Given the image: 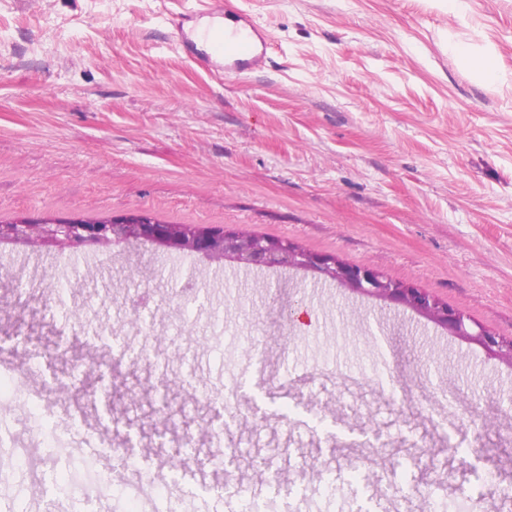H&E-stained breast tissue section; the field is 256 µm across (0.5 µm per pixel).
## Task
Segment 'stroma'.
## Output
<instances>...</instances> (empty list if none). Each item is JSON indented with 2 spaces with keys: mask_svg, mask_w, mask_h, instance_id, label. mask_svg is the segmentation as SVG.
I'll return each instance as SVG.
<instances>
[{
  "mask_svg": "<svg viewBox=\"0 0 512 512\" xmlns=\"http://www.w3.org/2000/svg\"><path fill=\"white\" fill-rule=\"evenodd\" d=\"M205 2L0 0V221L143 212L287 240L512 341V87L450 48L512 73V0H222L272 33L247 77L172 43L169 17ZM5 299L0 445L35 450L42 487L0 468V508L512 512V364L412 310L146 243L1 242ZM61 330L128 390L67 429ZM146 384L197 397L161 438L129 398ZM454 50L461 55L474 77L484 84L502 85L512 83V74L504 73L496 65V56L492 49L487 48L480 54H474L467 47L456 45Z\"/></svg>",
  "mask_w": 512,
  "mask_h": 512,
  "instance_id": "35a3bbf8",
  "label": "stroma"
}]
</instances>
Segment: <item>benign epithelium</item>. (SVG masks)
<instances>
[{
  "mask_svg": "<svg viewBox=\"0 0 512 512\" xmlns=\"http://www.w3.org/2000/svg\"><path fill=\"white\" fill-rule=\"evenodd\" d=\"M22 241L62 252L85 245L110 246L147 242L162 250L198 254L217 261H236L255 267H288L314 270L358 294L391 300L427 316L448 328L454 336L477 342L487 352L501 353L512 362V343L501 341L491 331H470L464 316L448 308L428 291L409 282H395L378 268L343 262L334 256L307 252L288 241L258 238L243 232L215 228L203 235L181 236L167 224H115L108 219L87 224H37L33 220L0 225V242Z\"/></svg>",
  "mask_w": 512,
  "mask_h": 512,
  "instance_id": "obj_1",
  "label": "benign epithelium"
}]
</instances>
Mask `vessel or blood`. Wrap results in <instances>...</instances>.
Returning a JSON list of instances; mask_svg holds the SVG:
<instances>
[{"label":"vessel or blood","instance_id":"1","mask_svg":"<svg viewBox=\"0 0 512 512\" xmlns=\"http://www.w3.org/2000/svg\"><path fill=\"white\" fill-rule=\"evenodd\" d=\"M207 56L223 63L226 71L249 75L271 63V39L267 31L247 12H240L233 28L205 36Z\"/></svg>","mask_w":512,"mask_h":512}]
</instances>
